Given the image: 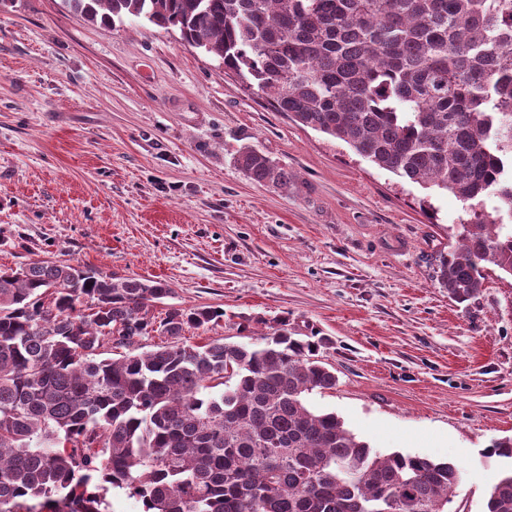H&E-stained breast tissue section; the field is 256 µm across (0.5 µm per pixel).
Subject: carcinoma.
I'll return each instance as SVG.
<instances>
[{
  "label": "carcinoma",
  "mask_w": 512,
  "mask_h": 512,
  "mask_svg": "<svg viewBox=\"0 0 512 512\" xmlns=\"http://www.w3.org/2000/svg\"><path fill=\"white\" fill-rule=\"evenodd\" d=\"M66 2L176 28L276 111L457 197L468 218L436 271L456 302L491 267L512 276V0ZM235 162L259 184L292 179L251 146ZM172 294L48 260L0 267V512H108L114 489L142 512H445L456 463L374 451L307 406L337 379L288 318L261 343H191L224 310L155 320ZM154 334L168 341L142 349ZM486 508L512 512V471Z\"/></svg>",
  "instance_id": "carcinoma-1"
}]
</instances>
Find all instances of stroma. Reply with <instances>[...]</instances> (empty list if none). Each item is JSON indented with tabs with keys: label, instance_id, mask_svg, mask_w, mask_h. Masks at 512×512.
Instances as JSON below:
<instances>
[{
	"label": "stroma",
	"instance_id": "1",
	"mask_svg": "<svg viewBox=\"0 0 512 512\" xmlns=\"http://www.w3.org/2000/svg\"><path fill=\"white\" fill-rule=\"evenodd\" d=\"M244 145L293 179L251 181ZM465 216L275 111L177 29L106 26L64 0H0V265L165 281L167 306L287 317L338 377L308 405L372 449L455 462L446 512H485L512 458V277L457 303L435 279Z\"/></svg>",
	"mask_w": 512,
	"mask_h": 512
}]
</instances>
